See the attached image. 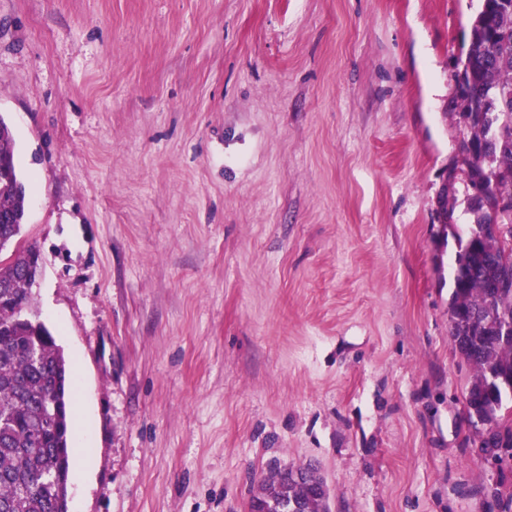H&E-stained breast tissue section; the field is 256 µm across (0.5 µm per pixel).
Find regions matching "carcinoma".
<instances>
[{"instance_id":"obj_1","label":"carcinoma","mask_w":512,"mask_h":512,"mask_svg":"<svg viewBox=\"0 0 512 512\" xmlns=\"http://www.w3.org/2000/svg\"><path fill=\"white\" fill-rule=\"evenodd\" d=\"M469 95L453 99L452 115L475 113L466 136L476 149L464 156L461 169L473 182L488 181L492 194L512 201V106L499 93L512 90V0H481L469 42L458 59ZM507 138L490 142L492 130ZM0 209L12 223L0 224V253L21 236L27 205L19 190L14 138L0 119ZM448 226H454L458 204H464L469 232L458 236L450 298V335L473 366L466 402L476 422L488 426L484 449L512 446V428L500 423L508 390L502 379L512 375V342L500 326L512 325V282L499 288L505 266L512 264V237L484 234L485 210L462 186L446 196ZM31 244L0 262V512H69L71 465V382L65 355L47 326L28 312L33 280L27 270ZM266 503L267 512H329L327 500L305 482L288 480L281 491L262 478L250 506Z\"/></svg>"}]
</instances>
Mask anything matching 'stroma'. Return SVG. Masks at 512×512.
I'll list each match as a JSON object with an SVG mask.
<instances>
[{"instance_id":"1","label":"stroma","mask_w":512,"mask_h":512,"mask_svg":"<svg viewBox=\"0 0 512 512\" xmlns=\"http://www.w3.org/2000/svg\"><path fill=\"white\" fill-rule=\"evenodd\" d=\"M477 0H0V117L70 366V512H504L450 337ZM307 467H288V470L285 468L276 470L275 476L277 479L288 478V485L281 491H276L274 488L273 484L276 480L263 477L253 489L249 505L250 512H252L251 509L256 503L260 504L262 502L266 503L267 512H291L290 510H293L294 506H297L300 512H329L326 500L327 493L325 498L320 494L326 490V485L319 473L314 468L301 473L295 472L302 471ZM288 472L293 473V477L305 480L313 485L320 493L305 482L292 480L288 477ZM267 498H271L273 502L266 500Z\"/></svg>"}]
</instances>
